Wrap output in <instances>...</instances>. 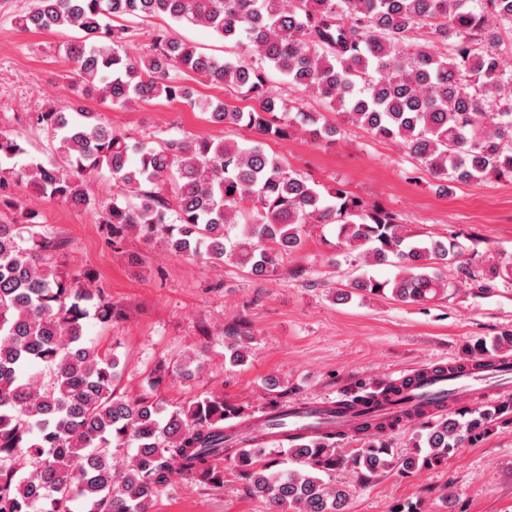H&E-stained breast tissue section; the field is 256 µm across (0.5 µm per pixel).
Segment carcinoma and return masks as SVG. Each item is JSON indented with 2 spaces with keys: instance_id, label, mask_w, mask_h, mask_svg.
<instances>
[{
  "instance_id": "1",
  "label": "carcinoma",
  "mask_w": 512,
  "mask_h": 512,
  "mask_svg": "<svg viewBox=\"0 0 512 512\" xmlns=\"http://www.w3.org/2000/svg\"><path fill=\"white\" fill-rule=\"evenodd\" d=\"M166 17L204 27L235 48L219 58L174 36L153 32L134 54L133 20ZM22 30L73 28L65 63L82 97L124 109L163 97L180 101L226 127H245L260 139L244 143L130 136L98 112H41L37 123L53 143L44 162L1 163L25 153L14 136L0 135V184L27 181L39 195L80 208L91 205L89 178L106 168L115 191L104 223L189 259L215 266L233 260L253 277H271L301 249L304 227L334 224L337 246L358 250L371 265L391 264L394 277L358 275L334 298L354 292L409 305L448 297L444 269L464 244L422 238L388 211L367 207L348 191L319 184L267 152L265 139L297 130L315 143L335 141L338 128L320 112L284 121L283 101L267 86L266 68L302 93L376 137L401 144L440 181L439 189L489 179H512V66L502 32H512V0H33L13 18ZM432 39L412 40L419 28ZM192 72L254 100L243 112L194 97L183 84ZM133 195L135 201L128 200ZM0 512H151L154 499L177 477L212 486L232 470L268 504V512H345L351 486L325 481L339 468L360 481L388 468L435 467L464 443L475 442L512 406L485 404L456 418L422 403L414 417L423 433L417 452L394 455L386 440L400 425L378 414L402 401L387 383L341 399L336 411L359 418L348 452L330 430L288 433V406L276 405L259 434L235 430L242 408L210 393L171 408L151 396L116 392L126 364L115 349L86 335L89 311L101 324L117 313L94 276L62 263L63 242L37 221L38 213L0 193ZM241 227L236 237L231 228ZM490 279L512 280V259L488 266ZM233 366L244 363L248 337L227 333ZM512 351V333L470 346L463 371L492 352ZM200 369V355L158 363L150 386ZM289 441L270 448L268 441ZM298 465L282 470V453Z\"/></svg>"
}]
</instances>
